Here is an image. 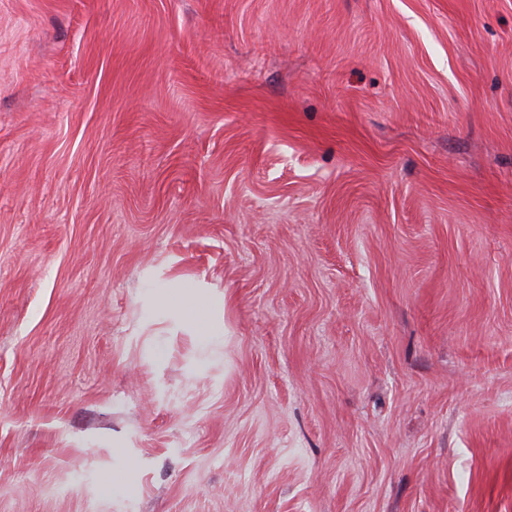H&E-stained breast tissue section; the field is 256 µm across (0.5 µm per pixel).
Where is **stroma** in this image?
I'll list each match as a JSON object with an SVG mask.
<instances>
[{
	"label": "stroma",
	"instance_id": "1",
	"mask_svg": "<svg viewBox=\"0 0 512 512\" xmlns=\"http://www.w3.org/2000/svg\"><path fill=\"white\" fill-rule=\"evenodd\" d=\"M0 512H512V0H0Z\"/></svg>",
	"mask_w": 512,
	"mask_h": 512
}]
</instances>
